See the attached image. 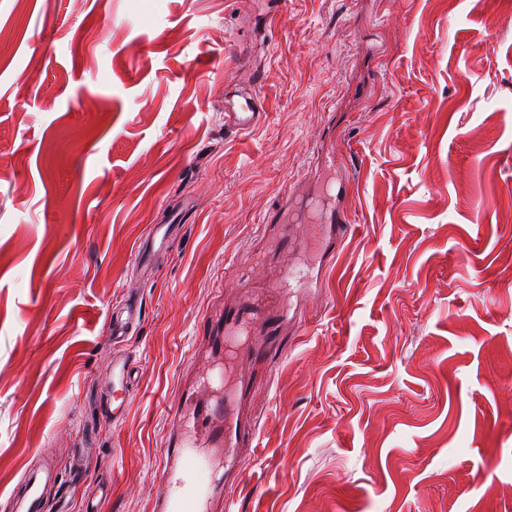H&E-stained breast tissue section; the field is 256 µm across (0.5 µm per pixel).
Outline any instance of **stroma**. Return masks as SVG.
<instances>
[{
  "instance_id": "1",
  "label": "stroma",
  "mask_w": 512,
  "mask_h": 512,
  "mask_svg": "<svg viewBox=\"0 0 512 512\" xmlns=\"http://www.w3.org/2000/svg\"><path fill=\"white\" fill-rule=\"evenodd\" d=\"M0 32V504L49 468L43 512H152L202 336L310 261L229 372L256 436L211 512H512V0H0ZM244 85L268 118L233 136ZM331 140L350 230L325 257ZM130 372L124 359L112 366V421L117 422L127 410L132 399L129 389Z\"/></svg>"
}]
</instances>
